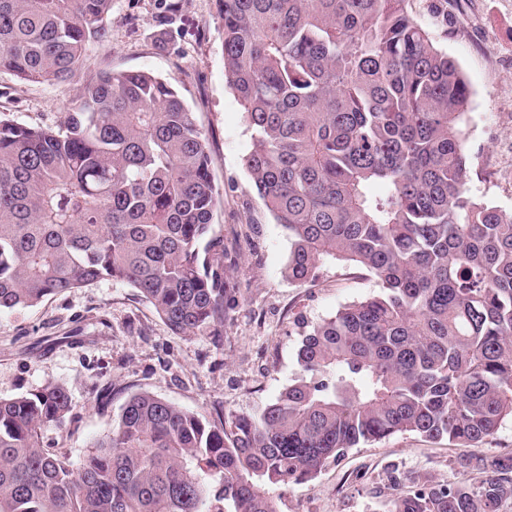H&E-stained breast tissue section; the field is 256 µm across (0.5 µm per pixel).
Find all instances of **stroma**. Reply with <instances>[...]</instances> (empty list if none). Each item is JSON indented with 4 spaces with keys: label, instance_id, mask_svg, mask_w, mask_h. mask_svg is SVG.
Here are the masks:
<instances>
[{
    "label": "stroma",
    "instance_id": "stroma-1",
    "mask_svg": "<svg viewBox=\"0 0 512 512\" xmlns=\"http://www.w3.org/2000/svg\"><path fill=\"white\" fill-rule=\"evenodd\" d=\"M408 9L471 90L469 189L512 213V0H409ZM223 37L217 0H112L106 36L91 44L78 72H152L196 112L221 193L211 235L224 243V268L239 295L217 336L172 333L137 289L108 280L0 311V399L64 386L75 420L44 428L40 446L74 466L140 391L206 414L259 415L299 375L310 325L378 290L373 277L343 262H325L306 286L289 280L288 233L250 188L251 131L227 83ZM75 96L72 83H22L0 72V113L23 125L58 127ZM466 454L512 456V420L470 448L409 432L363 442L273 495L278 512H387L395 493L389 474L445 484Z\"/></svg>",
    "mask_w": 512,
    "mask_h": 512
}]
</instances>
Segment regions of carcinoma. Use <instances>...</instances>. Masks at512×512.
I'll return each instance as SVG.
<instances>
[{
  "instance_id": "obj_1",
  "label": "carcinoma",
  "mask_w": 512,
  "mask_h": 512,
  "mask_svg": "<svg viewBox=\"0 0 512 512\" xmlns=\"http://www.w3.org/2000/svg\"><path fill=\"white\" fill-rule=\"evenodd\" d=\"M408 0H218L224 71L253 131L251 187L288 231V277L352 263L380 291L311 326L302 374L257 417L137 392L83 465L39 446L61 385L0 400V512H277L362 441L464 443L512 420V214L469 194L470 89ZM112 0H0V71L64 83ZM207 139L175 85L85 78L56 130L0 118V310L101 280L136 288L180 335L219 334L236 303ZM481 475L474 483L471 474ZM512 457L412 481L388 512H501Z\"/></svg>"
}]
</instances>
